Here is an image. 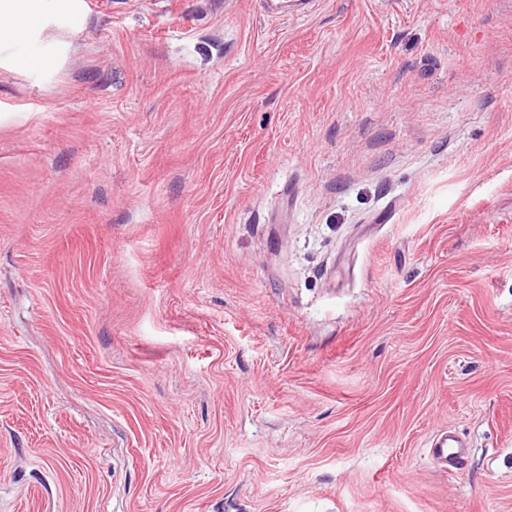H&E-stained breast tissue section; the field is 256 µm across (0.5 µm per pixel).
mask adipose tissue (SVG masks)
<instances>
[{"mask_svg":"<svg viewBox=\"0 0 512 512\" xmlns=\"http://www.w3.org/2000/svg\"><path fill=\"white\" fill-rule=\"evenodd\" d=\"M84 16L85 0H0V69L56 72Z\"/></svg>","mask_w":512,"mask_h":512,"instance_id":"obj_1","label":"adipose tissue"}]
</instances>
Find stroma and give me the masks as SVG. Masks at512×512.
I'll list each match as a JSON object with an SVG mask.
<instances>
[{
    "instance_id": "1",
    "label": "stroma",
    "mask_w": 512,
    "mask_h": 512,
    "mask_svg": "<svg viewBox=\"0 0 512 512\" xmlns=\"http://www.w3.org/2000/svg\"><path fill=\"white\" fill-rule=\"evenodd\" d=\"M86 2L0 69V512H512V0ZM430 447L433 460L445 468L460 465L467 457V445L453 433L434 439Z\"/></svg>"
}]
</instances>
